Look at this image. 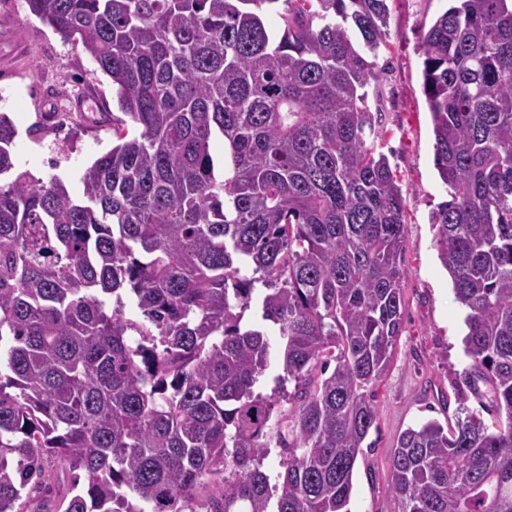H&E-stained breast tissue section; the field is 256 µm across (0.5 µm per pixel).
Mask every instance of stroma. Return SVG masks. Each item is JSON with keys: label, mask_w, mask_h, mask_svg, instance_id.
<instances>
[{"label": "stroma", "mask_w": 512, "mask_h": 512, "mask_svg": "<svg viewBox=\"0 0 512 512\" xmlns=\"http://www.w3.org/2000/svg\"><path fill=\"white\" fill-rule=\"evenodd\" d=\"M448 5L388 0L389 36L376 59L385 114L379 143L407 199L406 314L392 364L374 389L377 428L356 461L350 512H394L390 459L403 431L430 419L454 424L463 402L481 412L462 381L468 362L464 313L430 225L432 211L448 194L434 167L420 43L424 25ZM85 94L99 100V113L72 110V101ZM0 112L17 130V165L42 178L60 175L79 197L84 169L112 146V118L120 109L110 80L81 47L31 15L26 0H0ZM481 414L485 423L494 422V414Z\"/></svg>", "instance_id": "1"}]
</instances>
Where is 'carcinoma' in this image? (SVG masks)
I'll use <instances>...</instances> for the list:
<instances>
[{
	"label": "carcinoma",
	"mask_w": 512,
	"mask_h": 512,
	"mask_svg": "<svg viewBox=\"0 0 512 512\" xmlns=\"http://www.w3.org/2000/svg\"><path fill=\"white\" fill-rule=\"evenodd\" d=\"M26 2L123 117L77 198L17 167L0 114V512H350L405 314L406 198L371 61L387 0ZM421 51L449 196L431 227L465 311L463 381L497 422L462 403L451 430L406 429L392 493L398 512H512V0H457ZM270 327L282 374L264 396Z\"/></svg>",
	"instance_id": "cac0c4a2"
}]
</instances>
